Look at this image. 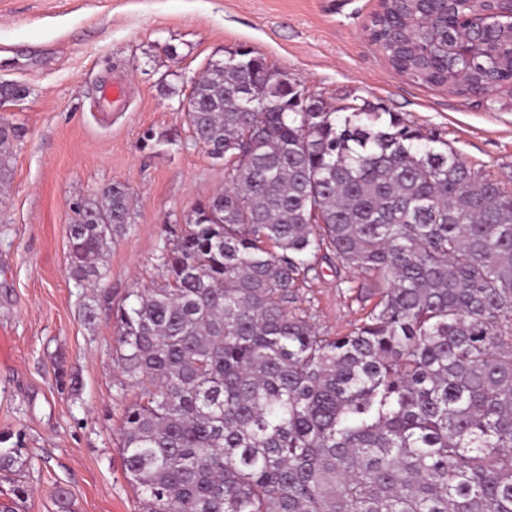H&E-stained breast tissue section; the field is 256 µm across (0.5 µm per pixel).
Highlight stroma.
Here are the masks:
<instances>
[{"instance_id": "35a3bbf8", "label": "stroma", "mask_w": 512, "mask_h": 512, "mask_svg": "<svg viewBox=\"0 0 512 512\" xmlns=\"http://www.w3.org/2000/svg\"><path fill=\"white\" fill-rule=\"evenodd\" d=\"M377 0H0V82L25 85L0 123L20 127L0 194V448L21 451L29 495L18 512H138L120 457L121 389L112 310L165 283L161 254L199 203L224 186V163L193 144L182 105L210 60L247 47L333 107L379 103L448 142L479 176L512 192V87L483 99L419 85L365 31ZM116 103L100 93L112 84ZM153 140H146V133ZM120 182L133 219L99 277L74 278V201ZM354 271L318 258L296 287L317 329L350 331L373 298ZM94 308L87 319L86 308Z\"/></svg>"}]
</instances>
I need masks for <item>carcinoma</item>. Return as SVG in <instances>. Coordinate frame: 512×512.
Here are the masks:
<instances>
[{
	"mask_svg": "<svg viewBox=\"0 0 512 512\" xmlns=\"http://www.w3.org/2000/svg\"><path fill=\"white\" fill-rule=\"evenodd\" d=\"M429 5L390 0L372 40L417 84L512 85V34L446 67L413 49ZM238 48L193 82L190 138L224 169L162 251L166 284L117 306L121 458L141 512H512V193L369 102L337 109L290 78L247 105ZM26 87L0 83V101ZM388 119H382V116ZM19 128L0 123V155ZM121 183L69 225L87 279L132 223ZM331 252L376 288L344 336L291 307ZM20 449L0 448V473ZM16 512L27 495L13 479Z\"/></svg>",
	"mask_w": 512,
	"mask_h": 512,
	"instance_id": "1",
	"label": "carcinoma"
}]
</instances>
